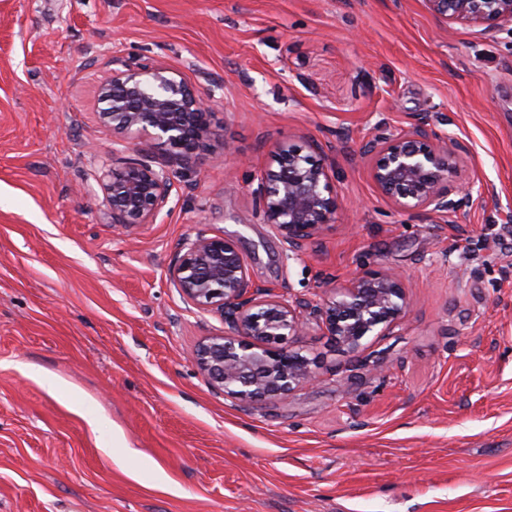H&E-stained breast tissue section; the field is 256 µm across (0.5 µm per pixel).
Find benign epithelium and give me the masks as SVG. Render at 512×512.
<instances>
[{
  "instance_id": "7a95c632",
  "label": "benign epithelium",
  "mask_w": 512,
  "mask_h": 512,
  "mask_svg": "<svg viewBox=\"0 0 512 512\" xmlns=\"http://www.w3.org/2000/svg\"><path fill=\"white\" fill-rule=\"evenodd\" d=\"M442 23L512 27V0H427ZM106 107L100 123L118 135L142 132L160 141L168 155L188 166L210 136V107L202 91L163 64L140 63L112 71L100 87ZM462 145L439 137L419 122L398 136L378 134L363 147L372 156L370 176L383 197L415 216L457 212L469 188L454 180ZM117 224H153L174 186L170 165L146 153L128 157L97 176ZM260 204L286 251L314 241L336 209L323 149L283 144L277 167L261 176ZM170 283L194 307L219 315L224 332L207 338L193 360L211 384L243 403L288 395L317 380L313 359L290 344L314 320L348 353L378 329H390L409 308L400 281L387 272L351 277L321 303L284 298L250 277L237 243L200 231L178 244L168 267Z\"/></svg>"
}]
</instances>
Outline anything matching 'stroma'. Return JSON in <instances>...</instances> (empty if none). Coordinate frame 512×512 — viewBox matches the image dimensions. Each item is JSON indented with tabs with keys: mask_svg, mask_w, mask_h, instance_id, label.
I'll return each instance as SVG.
<instances>
[{
	"mask_svg": "<svg viewBox=\"0 0 512 512\" xmlns=\"http://www.w3.org/2000/svg\"><path fill=\"white\" fill-rule=\"evenodd\" d=\"M147 62L210 94L212 133L155 223L116 224L96 174L166 149L102 126L98 88ZM418 118L466 148L460 215L371 180L363 144ZM309 139L336 211L290 256L260 175ZM201 231L276 294L389 272L409 310L355 354L309 326L317 382L239 403L192 360L223 321L168 280ZM0 512H512V29L426 0H0Z\"/></svg>",
	"mask_w": 512,
	"mask_h": 512,
	"instance_id": "35a3bbf8",
	"label": "stroma"
}]
</instances>
